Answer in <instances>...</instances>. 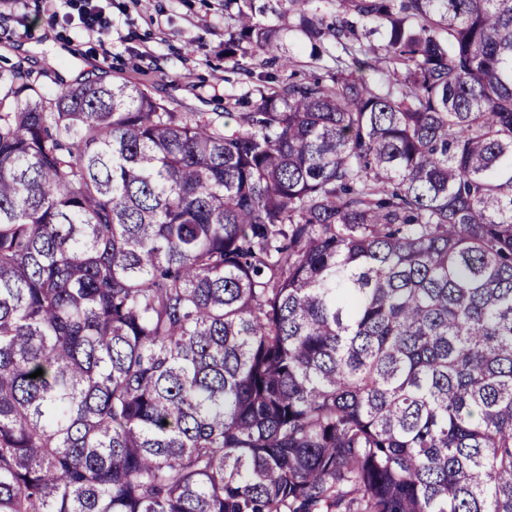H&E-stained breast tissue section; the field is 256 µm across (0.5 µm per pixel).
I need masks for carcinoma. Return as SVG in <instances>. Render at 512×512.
<instances>
[{
    "instance_id": "obj_1",
    "label": "carcinoma",
    "mask_w": 512,
    "mask_h": 512,
    "mask_svg": "<svg viewBox=\"0 0 512 512\" xmlns=\"http://www.w3.org/2000/svg\"><path fill=\"white\" fill-rule=\"evenodd\" d=\"M283 2L248 112L0 72V512H512V0ZM280 0H254L255 21L263 26L275 27L279 30L281 43L286 48V55L291 56L294 66L278 68L281 81L288 82L292 70L306 74L320 75L325 72V66H334L330 57L324 54L321 61L310 58V48L304 36L293 27L294 19L284 13V5Z\"/></svg>"
}]
</instances>
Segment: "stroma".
<instances>
[{"mask_svg": "<svg viewBox=\"0 0 512 512\" xmlns=\"http://www.w3.org/2000/svg\"><path fill=\"white\" fill-rule=\"evenodd\" d=\"M107 34L82 22L88 0H0V68H18L45 99L87 79L146 87L174 112L235 111L253 85L224 60L236 22L224 0H95ZM255 19L277 28L294 70L319 75L315 61L281 0H254ZM290 69V70H293ZM290 70L279 69L280 79Z\"/></svg>", "mask_w": 512, "mask_h": 512, "instance_id": "stroma-1", "label": "stroma"}]
</instances>
